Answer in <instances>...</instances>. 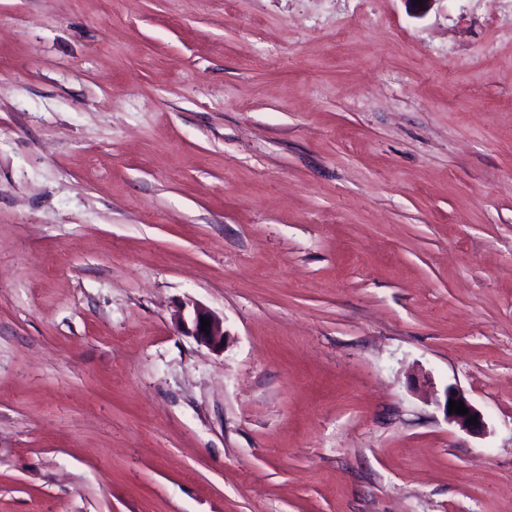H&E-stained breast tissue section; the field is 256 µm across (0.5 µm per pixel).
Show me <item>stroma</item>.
<instances>
[{
  "mask_svg": "<svg viewBox=\"0 0 512 512\" xmlns=\"http://www.w3.org/2000/svg\"><path fill=\"white\" fill-rule=\"evenodd\" d=\"M0 512H512V0H0ZM201 317L210 319V334L201 330ZM177 321L187 336L214 352L224 350V320L207 308L191 302L184 303L177 311ZM449 400L454 401H463V404L466 408H468V414L467 415H461L457 414L453 411L452 414H449ZM446 414L448 417V420L458 425L462 430L466 431L469 434L472 435H482L485 430V421L483 414L474 406L472 405L468 399L461 394L459 391H456L455 389L449 388L446 392V399L444 404ZM474 415H478L477 421L478 425H471L467 424V420L470 418H473Z\"/></svg>",
  "mask_w": 512,
  "mask_h": 512,
  "instance_id": "1",
  "label": "stroma"
}]
</instances>
